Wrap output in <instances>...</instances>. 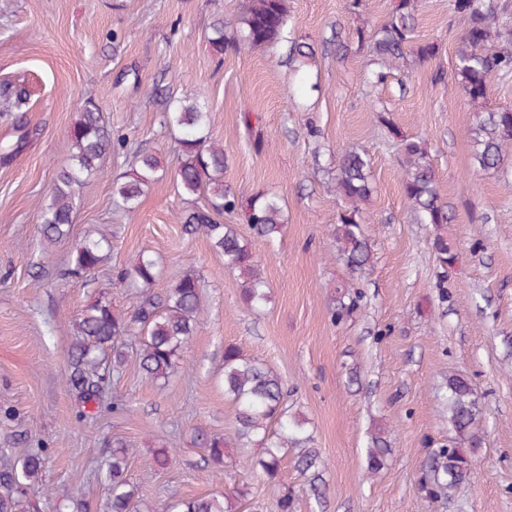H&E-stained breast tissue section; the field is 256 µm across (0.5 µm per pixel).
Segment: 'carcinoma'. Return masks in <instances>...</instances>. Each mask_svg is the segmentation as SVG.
<instances>
[{
	"mask_svg": "<svg viewBox=\"0 0 512 512\" xmlns=\"http://www.w3.org/2000/svg\"><path fill=\"white\" fill-rule=\"evenodd\" d=\"M512 4L500 0H453V9L463 22V33L455 52V74L458 86L469 101L483 103L489 94L490 78L495 74L512 73V30L502 28L499 18ZM417 0H393L392 8L372 32L358 31V42L370 47L373 61L380 66L376 82L387 77L414 57L424 63L435 58L439 45L414 42V17ZM288 0H241L240 11L232 26L217 21L209 42L222 54L228 50H265L283 42L289 43L285 63L301 71L315 60L313 50L288 37ZM163 112L165 123L180 133L178 144L181 160L176 170L179 193L194 206L179 218L190 233L205 235L212 247L224 254V266L244 278L243 298L252 307L262 305L266 298V282L260 264L249 243L222 222L224 214L237 209L238 201L224 188V148L212 141L210 115L196 99L175 97L162 89L152 94ZM29 91L9 80L0 82V112H16L13 139L0 144V161H9L27 147L37 135L24 116L28 111ZM390 133L399 142L404 167L403 191L420 222L438 227L448 223V204L441 200L436 176L423 143L400 134L392 126ZM473 157L481 170L495 169L512 150V107H501L483 113L470 129ZM68 162L59 172L50 203L42 209L43 239L53 244L69 235L72 224V199L83 182L103 173L104 160L122 148L124 142L112 137L102 112L91 100L78 108V115L69 129ZM132 173L112 181V201L126 212L134 211L151 184L162 177L157 155L141 149L135 154ZM374 191L370 164L365 153L347 152L336 174V194L346 204L336 224L337 257L353 273L365 269L371 260L368 242L357 217L360 204ZM246 221L256 233L274 239L283 232L284 212L279 198L258 194L245 205ZM104 237L83 240L72 252L71 273L89 276L104 261ZM434 248L441 266L455 263L456 254L448 241L438 235ZM159 276L156 262L140 256L137 263L120 272V277L142 289L136 311L125 316L114 311L112 303L101 298L82 310L75 321L70 368L65 384L81 407L99 404L109 370L117 371L127 359L138 362L139 369L153 383L166 381L180 353L187 346L204 313L201 284L193 272H187L165 294L157 295L152 287ZM359 296L336 292V315L342 316L358 306ZM112 350V367L105 365V353ZM448 423L453 437L448 444L431 450L424 468L420 490L424 498L451 502L458 488L469 483L474 475L466 449L480 444L475 432L479 408L473 389L465 377L448 375ZM224 395L234 405L237 428L235 441L243 446L258 444L261 454L257 467L270 479L282 480L281 461L290 448L296 449L294 468L308 476L310 489L316 496L325 487V461L319 449L311 446V437L303 421L288 414L283 402L279 376L266 364L245 357L232 345L224 348ZM208 462L218 468L225 466L222 436L197 431ZM391 453L385 432L371 434L368 469H383ZM133 449L121 442L112 449L109 479L112 484L109 512H135L139 485L128 474V460ZM42 452H29L14 464L0 466V512H30L25 488L43 470ZM176 512H232L216 497L183 499L175 505Z\"/></svg>",
	"mask_w": 512,
	"mask_h": 512,
	"instance_id": "obj_1",
	"label": "carcinoma"
}]
</instances>
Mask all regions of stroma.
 <instances>
[{
    "label": "stroma",
    "mask_w": 512,
    "mask_h": 512,
    "mask_svg": "<svg viewBox=\"0 0 512 512\" xmlns=\"http://www.w3.org/2000/svg\"><path fill=\"white\" fill-rule=\"evenodd\" d=\"M240 0H0V80L31 91L26 114L38 137L0 164V459L43 450L42 477L27 497L38 512H73L82 493L90 512H107L106 461L112 444H130L129 475L139 512H167L178 500L248 489L260 512H275L284 489L293 512H512V158L479 170L469 130L479 111L512 106V75L494 77L482 106L455 80L462 26L452 0H418L415 40L436 58L392 71L374 85L376 66L358 28L376 29L393 0H290L291 36L316 62L299 75L283 47L216 54L213 23L233 20ZM347 45L348 53L337 50ZM197 96L224 148V186L240 200L279 196L287 224L277 239L258 236L244 211L225 214L261 261L268 300L256 311L241 280L202 234L178 221L190 204L178 195L176 132L150 98L155 85ZM100 108L127 146L104 162L73 197L69 238L45 245L40 212L69 155V128L84 100ZM397 126L423 140L437 188L452 216L442 230L418 223L404 195ZM146 146L165 169L132 213L115 209L112 180ZM366 151L374 193L359 222L371 251L350 274L336 257L342 202L332 185L345 150ZM443 233L457 254L441 268L433 241ZM106 236L107 258L90 276L71 275L76 239ZM152 255L165 292L186 270L201 282L206 313L166 385L137 363L112 372L102 408L83 416L64 377L75 319L104 297L133 313L138 297L119 276ZM363 298L336 318V287ZM233 345L281 378L292 412L305 420L327 469L314 499L292 455L282 481L258 470L256 447L228 450L216 475L194 442L197 430L233 435L224 395V348ZM471 381L479 402L474 478L454 503L422 497L431 449L450 436L444 399L450 374ZM385 429L392 453L369 473L367 446ZM170 452L152 472L153 450Z\"/></svg>",
    "instance_id": "35a3bbf8"
}]
</instances>
